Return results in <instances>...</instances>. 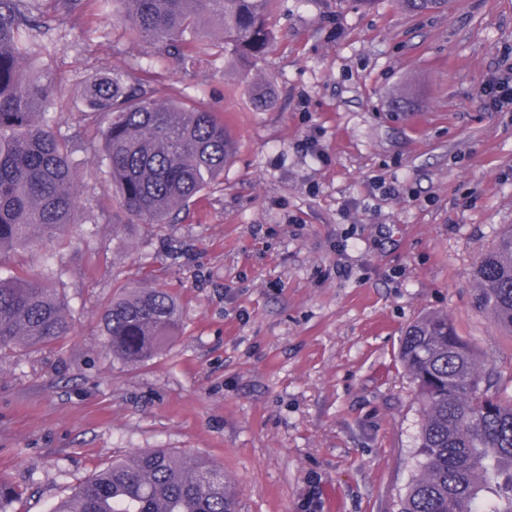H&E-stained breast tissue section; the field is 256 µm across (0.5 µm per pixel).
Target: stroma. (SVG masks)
<instances>
[{"mask_svg":"<svg viewBox=\"0 0 512 512\" xmlns=\"http://www.w3.org/2000/svg\"><path fill=\"white\" fill-rule=\"evenodd\" d=\"M56 81L48 116L74 148L73 238L0 256V274L63 269L71 333L0 353V478L11 512H50L112 459L150 448L223 467L238 512H395L417 471L420 405L398 352L447 315L512 395V333L477 309L473 271L512 225V106L480 89L512 71V0H277L255 67L215 47L159 62L94 0H36ZM152 68L223 113L224 176L172 224L121 226L87 84ZM274 94L256 104L258 83ZM125 287L172 291L164 352L112 360L101 316Z\"/></svg>","mask_w":512,"mask_h":512,"instance_id":"35a3bbf8","label":"stroma"}]
</instances>
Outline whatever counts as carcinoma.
<instances>
[{"mask_svg": "<svg viewBox=\"0 0 512 512\" xmlns=\"http://www.w3.org/2000/svg\"><path fill=\"white\" fill-rule=\"evenodd\" d=\"M29 0H0V253L64 240L79 193L70 141L44 119L55 82L25 62L41 56L40 16ZM273 0H113L111 20L157 58L194 66L190 46L204 22L218 25L224 55L255 63L267 52ZM447 0H401L411 12ZM87 113L101 119L112 203L123 224H170L224 174L233 142L224 117L187 96L161 101L119 73L85 89ZM478 309L512 332V228L479 261ZM181 321L165 288L132 290L102 315L112 358L139 364L158 355ZM66 303L46 274L0 277V350L67 336ZM400 358L420 403L419 469L400 512H512V399L482 387L471 345L448 318L427 316L404 336ZM53 512H235L224 468L163 448L112 460Z\"/></svg>", "mask_w": 512, "mask_h": 512, "instance_id": "obj_1", "label": "carcinoma"}]
</instances>
